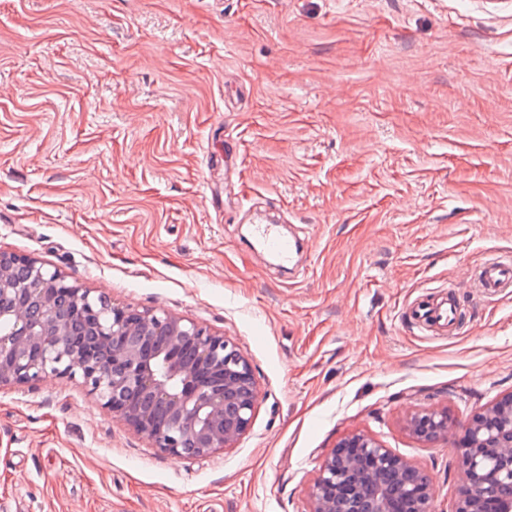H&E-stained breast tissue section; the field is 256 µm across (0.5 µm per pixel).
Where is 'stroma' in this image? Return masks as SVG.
<instances>
[{
	"label": "stroma",
	"instance_id": "obj_1",
	"mask_svg": "<svg viewBox=\"0 0 512 512\" xmlns=\"http://www.w3.org/2000/svg\"><path fill=\"white\" fill-rule=\"evenodd\" d=\"M301 248L282 268L250 229ZM0 252L228 336L259 399L186 460L80 380L0 389V512H306L374 436L457 492L463 426L512 390V0H0ZM455 291L453 335L413 327ZM477 288L485 295H493L502 288L512 287V259L485 261L473 276Z\"/></svg>",
	"mask_w": 512,
	"mask_h": 512
}]
</instances>
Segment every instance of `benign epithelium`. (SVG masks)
Returning a JSON list of instances; mask_svg holds the SVG:
<instances>
[{
  "mask_svg": "<svg viewBox=\"0 0 512 512\" xmlns=\"http://www.w3.org/2000/svg\"><path fill=\"white\" fill-rule=\"evenodd\" d=\"M0 388L79 378L102 408L160 451L209 458L252 426L258 391L248 359L224 335L139 311L68 280L30 255L0 253ZM407 430L459 448L449 512H512V391L456 428L448 408L406 415ZM428 471L364 432L324 457L306 512H433Z\"/></svg>",
  "mask_w": 512,
  "mask_h": 512,
  "instance_id": "1",
  "label": "benign epithelium"
}]
</instances>
